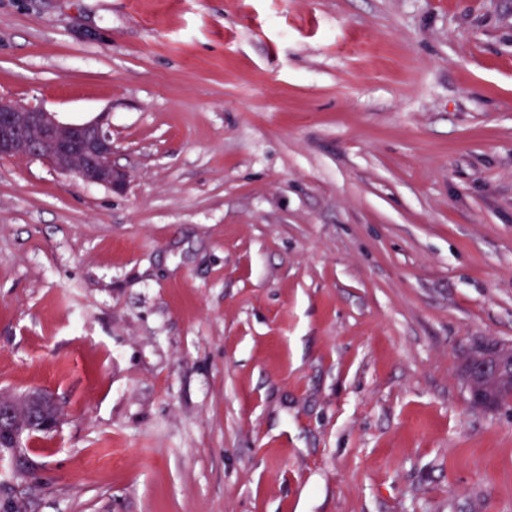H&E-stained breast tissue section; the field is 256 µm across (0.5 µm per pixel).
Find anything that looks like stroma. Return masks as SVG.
Here are the masks:
<instances>
[{
	"instance_id": "obj_1",
	"label": "stroma",
	"mask_w": 512,
	"mask_h": 512,
	"mask_svg": "<svg viewBox=\"0 0 512 512\" xmlns=\"http://www.w3.org/2000/svg\"><path fill=\"white\" fill-rule=\"evenodd\" d=\"M0 512H512V0H0ZM28 156L57 171L122 189L126 173L112 165V136L95 118L85 123L62 122L55 112L0 99V157ZM469 394L473 405L493 406L499 390L512 389V348L497 351L492 358L472 353L469 357ZM60 410L41 389L4 397L0 395V451L18 452L24 435L53 430Z\"/></svg>"
}]
</instances>
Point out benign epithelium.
Masks as SVG:
<instances>
[{"label": "benign epithelium", "instance_id": "benign-epithelium-1", "mask_svg": "<svg viewBox=\"0 0 512 512\" xmlns=\"http://www.w3.org/2000/svg\"><path fill=\"white\" fill-rule=\"evenodd\" d=\"M28 156L57 171L122 189L126 173L112 165V136L95 118L85 123L61 121L56 113L0 99V157ZM512 389V348L492 358L469 357V394L473 405L493 406L503 386ZM60 410L41 389L23 395H0V451L16 452L22 437L56 427Z\"/></svg>", "mask_w": 512, "mask_h": 512}]
</instances>
